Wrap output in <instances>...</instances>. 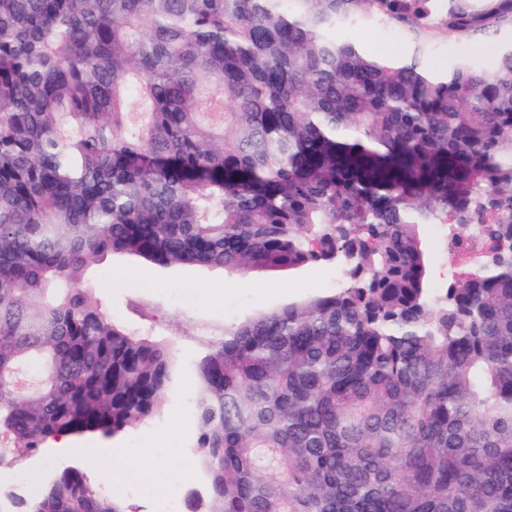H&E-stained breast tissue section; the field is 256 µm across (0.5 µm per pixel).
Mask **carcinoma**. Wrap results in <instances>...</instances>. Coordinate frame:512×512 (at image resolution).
<instances>
[{"label":"carcinoma","mask_w":512,"mask_h":512,"mask_svg":"<svg viewBox=\"0 0 512 512\" xmlns=\"http://www.w3.org/2000/svg\"><path fill=\"white\" fill-rule=\"evenodd\" d=\"M381 24L396 58L339 37ZM475 222L434 287L420 229ZM109 256L345 273L202 352L190 512H512V0H0V463L164 410ZM0 512L127 510L72 466Z\"/></svg>","instance_id":"obj_1"}]
</instances>
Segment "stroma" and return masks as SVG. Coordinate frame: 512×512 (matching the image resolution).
<instances>
[{
    "label": "stroma",
    "instance_id": "obj_1",
    "mask_svg": "<svg viewBox=\"0 0 512 512\" xmlns=\"http://www.w3.org/2000/svg\"><path fill=\"white\" fill-rule=\"evenodd\" d=\"M422 235L431 259L433 283L447 285L448 269L466 267L467 261L451 250L446 227L432 224ZM342 283L343 274L333 265L298 273L255 274L244 282L239 275L220 270H160L118 257L103 262L92 282L95 301L130 331L174 343L177 382L160 415L111 444L117 464L129 467L136 460L128 456V449L153 441L165 479L154 485L152 495L136 494L132 485L117 479L113 471L91 465L85 467L90 480L107 486L109 495L121 499L128 512H155L156 500L186 501L192 493H205L206 478L192 448L198 431L193 411V369L202 343L225 323L330 293Z\"/></svg>",
    "mask_w": 512,
    "mask_h": 512
}]
</instances>
